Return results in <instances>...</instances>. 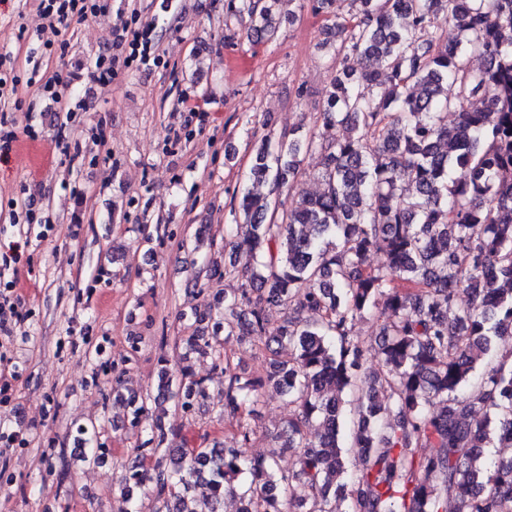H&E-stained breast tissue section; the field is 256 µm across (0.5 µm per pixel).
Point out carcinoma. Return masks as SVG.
<instances>
[{
	"label": "carcinoma",
	"instance_id": "obj_1",
	"mask_svg": "<svg viewBox=\"0 0 512 512\" xmlns=\"http://www.w3.org/2000/svg\"><path fill=\"white\" fill-rule=\"evenodd\" d=\"M239 2L234 12L250 17L255 41L274 38L283 0ZM355 2L359 15L332 22L339 43L321 112L342 133L328 143L295 130L257 142L232 249L241 287L224 292L215 322L226 334L191 336L182 355L218 360L234 334L262 344L265 378L225 364L224 410L257 404L266 383L278 387L299 468L245 455L252 409L222 446L162 447L151 406L171 400L188 411L206 396L188 367H164L155 394L118 395L131 430L151 434L125 477L130 512L144 496L151 512H196L198 489L209 512H223L228 493L238 512H336L338 496L348 512H447L450 502L454 512H512V457L488 456L496 443L512 447V360L476 373L492 337L512 336V0ZM440 12L458 30L453 45L432 30ZM472 52L483 67L470 66ZM470 99L483 108L448 125L443 113ZM304 148L323 155V188L297 192L280 214L260 187L296 192ZM375 250L382 262L368 267ZM273 307L288 311L275 326ZM367 317L379 325L371 349L352 331ZM369 356L380 371L368 383ZM354 389L365 397L350 420L342 395ZM77 432V460H103L95 426Z\"/></svg>",
	"mask_w": 512,
	"mask_h": 512
}]
</instances>
